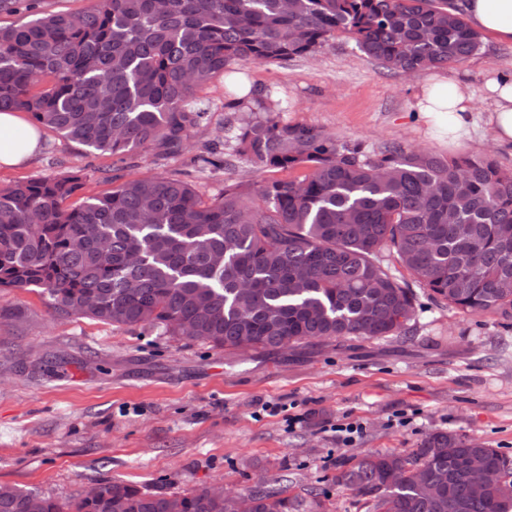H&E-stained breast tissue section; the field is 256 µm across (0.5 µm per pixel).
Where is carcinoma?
<instances>
[{
	"label": "carcinoma",
	"mask_w": 512,
	"mask_h": 512,
	"mask_svg": "<svg viewBox=\"0 0 512 512\" xmlns=\"http://www.w3.org/2000/svg\"><path fill=\"white\" fill-rule=\"evenodd\" d=\"M335 35L403 76L483 48L451 0H93L82 12L0 26V112L23 110L104 155H178L208 111L199 97L208 84L312 57ZM224 107L239 113L236 153L275 177L234 180L211 202L170 177L128 178L74 202L79 166L0 188V290L39 288L66 316L255 350L404 335L417 288L466 313L512 319V169L401 144L368 155L279 120L270 94ZM193 163L230 170L219 141ZM471 454L493 473L512 465L436 432L409 456L356 458L336 480L374 512H512V497L492 484L469 497L450 459ZM414 463L406 479L386 482L389 469ZM431 480L445 482L433 499L422 492ZM250 495L256 512H324L280 482ZM0 512L237 507L210 487L167 494L111 480L72 502L0 485Z\"/></svg>",
	"instance_id": "obj_1"
}]
</instances>
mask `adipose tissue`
Returning <instances> with one entry per match:
<instances>
[{
    "label": "adipose tissue",
    "instance_id": "obj_1",
    "mask_svg": "<svg viewBox=\"0 0 512 512\" xmlns=\"http://www.w3.org/2000/svg\"><path fill=\"white\" fill-rule=\"evenodd\" d=\"M471 27L501 43H512V0H457ZM491 109L487 124L493 142L512 145V76L489 84ZM415 110L424 119L442 123L449 140L468 133L473 124L474 93L465 76L432 74L422 85ZM40 134L22 111L0 113V169H14L35 157Z\"/></svg>",
    "mask_w": 512,
    "mask_h": 512
}]
</instances>
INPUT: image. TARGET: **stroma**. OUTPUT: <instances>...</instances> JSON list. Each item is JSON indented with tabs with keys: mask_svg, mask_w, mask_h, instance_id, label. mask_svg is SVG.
I'll use <instances>...</instances> for the list:
<instances>
[{
	"mask_svg": "<svg viewBox=\"0 0 512 512\" xmlns=\"http://www.w3.org/2000/svg\"><path fill=\"white\" fill-rule=\"evenodd\" d=\"M474 91L476 125L460 145L418 117L424 73L402 77L368 61L342 36L311 58L250 70L281 121L321 129L369 153L397 143L444 156L471 152L512 168V147L487 133V84L512 75V45L485 39L461 67ZM211 110L182 156L148 151L120 167L42 132L27 166L0 170V187L83 168L82 195L111 177L181 174L204 201L224 191L220 172L190 163L202 142L232 152L223 80L201 92ZM277 404L269 415L262 403ZM362 431L343 443L333 427ZM452 431L512 459V320L473 315L420 295L413 330L383 339L346 337L280 351L215 348L159 332L63 317L36 290L0 291V485L67 502L94 483L125 480L176 493L204 485L245 495L257 477L317 495L326 512H369L338 484L340 466L370 451L407 456L429 434Z\"/></svg>",
	"mask_w": 512,
	"mask_h": 512,
	"instance_id": "obj_1",
	"label": "stroma"
}]
</instances>
